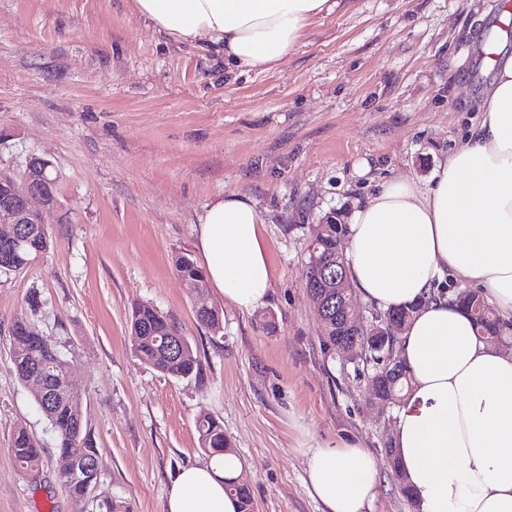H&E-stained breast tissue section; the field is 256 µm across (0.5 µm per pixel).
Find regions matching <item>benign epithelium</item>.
<instances>
[{
  "label": "benign epithelium",
  "instance_id": "1",
  "mask_svg": "<svg viewBox=\"0 0 512 512\" xmlns=\"http://www.w3.org/2000/svg\"><path fill=\"white\" fill-rule=\"evenodd\" d=\"M51 167L48 160L32 155L19 174L0 175V225L8 227L0 233V244L19 247L23 243V225L44 224L45 214L55 208L57 194L48 190L55 183ZM308 288L336 289V311L342 312V317L336 318V352L352 361L370 350L382 353L383 374L375 373L368 378L369 403L383 413L395 406L394 400L383 394V376L398 370L392 344L402 334L410 312L373 315L369 319L353 313L355 294L347 278L339 275L332 282L321 277L314 279ZM348 334L362 340L352 343L346 339Z\"/></svg>",
  "mask_w": 512,
  "mask_h": 512
}]
</instances>
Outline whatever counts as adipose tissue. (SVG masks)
I'll list each match as a JSON object with an SVG mask.
<instances>
[{
	"label": "adipose tissue",
	"instance_id": "obj_1",
	"mask_svg": "<svg viewBox=\"0 0 512 512\" xmlns=\"http://www.w3.org/2000/svg\"><path fill=\"white\" fill-rule=\"evenodd\" d=\"M336 0H134L172 40L206 41L227 67L283 62ZM483 118L435 170L431 185L391 180L357 203L346 229L347 273L378 309L416 305L397 349L412 379L390 441L418 512H512V353L479 340L470 316L438 295L445 279L480 288L512 327V54L496 58ZM254 201L216 196L195 226L201 267L226 305L263 306L273 276ZM307 488L322 512H368L379 471L357 441L309 449ZM234 454L183 468L164 512H237L225 490Z\"/></svg>",
	"mask_w": 512,
	"mask_h": 512
}]
</instances>
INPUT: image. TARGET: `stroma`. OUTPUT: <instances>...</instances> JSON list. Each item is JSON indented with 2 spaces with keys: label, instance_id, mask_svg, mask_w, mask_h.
I'll return each instance as SVG.
<instances>
[{
  "label": "stroma",
  "instance_id": "obj_1",
  "mask_svg": "<svg viewBox=\"0 0 512 512\" xmlns=\"http://www.w3.org/2000/svg\"><path fill=\"white\" fill-rule=\"evenodd\" d=\"M500 3L340 0L284 62L242 74L155 32L132 0H0V173L36 153L57 177L50 247L0 274V512L82 510L12 368L20 315L67 355L102 461L97 491L132 512H162L178 471L205 460L202 415L223 425L256 512H321L306 451L349 439L378 464L371 512H413L386 455L394 414L369 404L370 366L325 349L302 273L329 212L349 215L389 180L428 186L480 122L481 49L512 53ZM228 191L255 200L273 280L264 306L224 308L215 332L196 320L174 260L196 259L198 217ZM138 302L176 319L198 375L166 377L137 358ZM18 422L43 449L39 478L13 458Z\"/></svg>",
  "mask_w": 512,
  "mask_h": 512
}]
</instances>
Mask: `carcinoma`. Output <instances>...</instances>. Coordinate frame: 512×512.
<instances>
[{
    "mask_svg": "<svg viewBox=\"0 0 512 512\" xmlns=\"http://www.w3.org/2000/svg\"><path fill=\"white\" fill-rule=\"evenodd\" d=\"M345 224H330L315 256L308 257L303 277L308 281L322 271L343 270L336 263V238L344 234ZM178 276H200L202 271L187 257L175 259ZM455 300L470 313L477 325L478 332L487 340L503 339L504 329L494 309L475 291L466 295L454 293ZM197 321L214 331H219L223 324V312L206 300L193 306ZM130 335L138 358L157 372L172 378H187L198 372V363L189 340L174 319L150 304H137L130 315ZM12 364L18 379L28 384L31 373L35 370L59 380L68 369V361L61 356L52 341L39 333L28 342L26 351L13 352ZM40 411L49 421L57 439L59 454L82 460L86 457L98 458L97 450L84 419L73 416L70 396L66 393L57 395L51 403L43 397L35 396ZM197 431L201 449L208 455L222 454L228 447L224 437V427L211 416H201L197 420ZM11 450L17 465L27 474L39 472L41 466V448L26 426H14L11 437ZM101 479L100 471L94 469L81 479L68 474H60V480L68 489L72 498L82 505L90 504L98 512H131L123 501L111 497L92 495ZM226 489L233 493L240 503V512H253L254 502L246 481L239 477L228 480Z\"/></svg>",
    "mask_w": 512,
    "mask_h": 512,
    "instance_id": "cac0c4a2",
    "label": "carcinoma"
}]
</instances>
